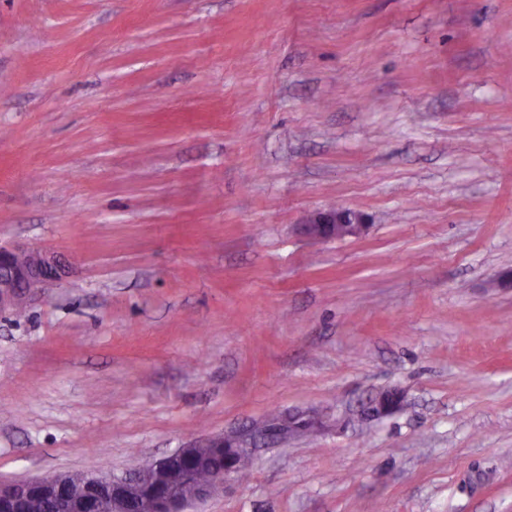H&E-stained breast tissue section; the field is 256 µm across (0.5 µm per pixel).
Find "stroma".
I'll list each match as a JSON object with an SVG mask.
<instances>
[{
	"label": "stroma",
	"mask_w": 512,
	"mask_h": 512,
	"mask_svg": "<svg viewBox=\"0 0 512 512\" xmlns=\"http://www.w3.org/2000/svg\"><path fill=\"white\" fill-rule=\"evenodd\" d=\"M14 243L0 480L315 410L191 512H512V0H0ZM366 227L363 214L343 208L320 212L304 224L306 234L314 239L343 240L362 233ZM67 274V266L51 253L0 246V312L20 308L29 297L62 282ZM401 404L402 394L399 391H385L367 403V406L363 410V414L367 418L379 419L397 411Z\"/></svg>",
	"instance_id": "35a3bbf8"
}]
</instances>
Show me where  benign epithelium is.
Returning a JSON list of instances; mask_svg holds the SVG:
<instances>
[{"label":"benign epithelium","mask_w":512,"mask_h":512,"mask_svg":"<svg viewBox=\"0 0 512 512\" xmlns=\"http://www.w3.org/2000/svg\"><path fill=\"white\" fill-rule=\"evenodd\" d=\"M366 229L363 214L349 209L330 208L318 213L304 225L306 234L314 239L343 240ZM67 266L56 256L38 250H24L16 246H0V312L19 308L32 295L60 283L67 276ZM402 394L385 391L371 399L364 415L379 419L397 411ZM328 425V420L314 413L278 416L259 425L246 426L230 435L211 440L210 447L224 449V474L209 483H199L188 473L184 484L190 492H177L166 488L170 463L193 460L197 449L181 448L156 461L151 471L139 469L123 475L93 476L92 484L71 491L62 504V512H95V499L104 492L112 497V512H133L142 492L153 487L156 494L148 502L147 512H189L191 504L209 497L226 480L237 476L248 464L259 438L266 436L272 442H281L294 434H303ZM66 482V474L19 481H0V512H14L19 501L30 491L53 493Z\"/></svg>","instance_id":"obj_1"}]
</instances>
